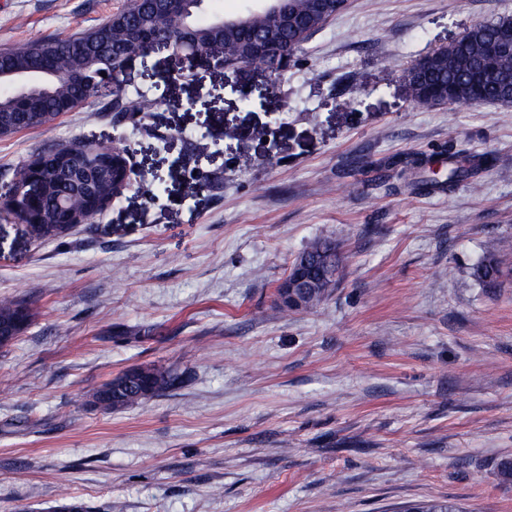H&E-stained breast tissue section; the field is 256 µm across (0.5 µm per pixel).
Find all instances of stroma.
I'll return each mask as SVG.
<instances>
[{"label": "stroma", "instance_id": "1", "mask_svg": "<svg viewBox=\"0 0 512 512\" xmlns=\"http://www.w3.org/2000/svg\"><path fill=\"white\" fill-rule=\"evenodd\" d=\"M128 0H0V49L106 22ZM512 0H349L287 70L170 50L124 80L155 106L89 100L0 137V190L32 153L123 149L135 180L94 222L38 243L0 221V296L32 328L0 349V512H397L447 500L512 512V105L417 106L410 65ZM182 78H174V71ZM489 155L473 183L420 188L410 157ZM317 237L336 289L283 312L276 290ZM188 373L117 411L123 371ZM503 247L499 239H488L483 258L473 267L472 276L486 288H498L502 282L504 270L500 254Z\"/></svg>", "mask_w": 512, "mask_h": 512}]
</instances>
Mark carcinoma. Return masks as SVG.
Here are the masks:
<instances>
[{
  "mask_svg": "<svg viewBox=\"0 0 512 512\" xmlns=\"http://www.w3.org/2000/svg\"><path fill=\"white\" fill-rule=\"evenodd\" d=\"M289 12L297 23L282 27L262 10H251L246 15L247 27L236 31L223 30L216 23L221 15H210L207 7L192 4L184 16L163 14L154 0H129L127 7L106 23L68 37H44L23 42L3 50L1 67H24L40 54L53 59L56 75L43 79L42 86L27 97V110L13 111L16 89L10 84H0V136H10L21 131L33 130L50 124L65 114L62 105L71 101L75 89L68 76L74 73L85 79L83 101L107 96L111 98L114 112H145L153 102L140 99L134 109L120 81V59L112 56V44L121 43L129 53L143 51L151 41L169 42L176 49L181 46V35L190 27L194 40L202 48L223 57V63L243 59L245 46L253 36L271 35L277 50L269 56L267 64L274 66L289 56L301 42L307 39L305 22L309 19L310 0H288ZM147 22L152 40L128 41L131 23ZM512 37V19L479 23L464 33L450 52L448 60L428 57L419 66L408 71L415 103L431 106L436 100L435 91L448 90V96L459 105H476L480 102L512 104V54L493 52L489 45ZM106 76H101V73ZM86 146L81 143L61 144L32 155L34 169L27 174L28 163L13 172L17 179L15 189L24 198L35 202L33 223L27 231L36 242L61 240L71 234L73 228L66 224L72 212L91 208L94 203L112 202L114 185L123 179L126 158L118 149H106L96 154L97 165L87 170ZM489 164L486 154H474L458 150L448 154L446 178L438 180L425 176L421 185L432 189L452 190L461 183L471 182L479 171ZM503 242L490 238L485 243L484 256L473 267L472 276L486 288H497L502 282L504 270L501 260ZM307 264L289 267L288 275L298 272L316 279L304 308L321 305L335 291L336 281L319 275L327 260L341 269L344 256L335 240L316 238L299 253ZM37 311L25 297L3 296L0 298V328L8 336L0 338V348H6L18 340L34 323ZM148 393L136 398V392L124 387L125 375L114 378L105 385L117 389L118 397L99 400L97 407L105 411L117 410L174 389L184 382L181 375L169 369L152 366ZM400 512H463L457 505L446 500H431L404 507Z\"/></svg>",
  "mask_w": 512,
  "mask_h": 512,
  "instance_id": "1",
  "label": "carcinoma"
}]
</instances>
